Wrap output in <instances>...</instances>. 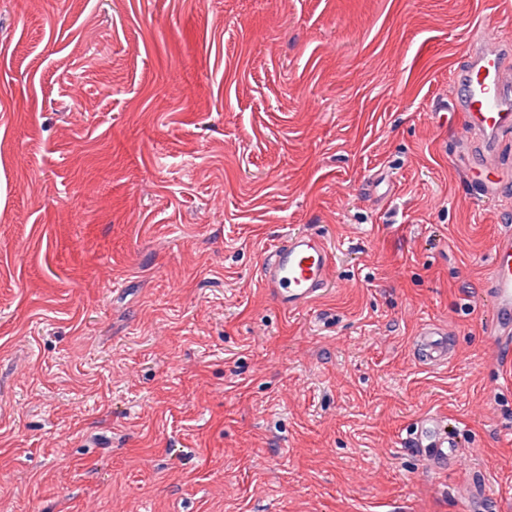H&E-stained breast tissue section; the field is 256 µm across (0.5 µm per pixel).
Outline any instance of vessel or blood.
<instances>
[{
	"mask_svg": "<svg viewBox=\"0 0 512 512\" xmlns=\"http://www.w3.org/2000/svg\"><path fill=\"white\" fill-rule=\"evenodd\" d=\"M452 108L446 119L470 135L468 149L476 159L471 168L484 195L496 196L511 170L501 154L512 138V41L474 32L465 64L451 80ZM334 256L320 235L291 232L260 261V280L275 303L288 312L308 307L326 292L333 275ZM486 298L491 315L489 334L503 350L512 349V225H502L491 248ZM418 362L427 368L447 364L448 331L428 321L414 339ZM429 466L444 463L460 443L455 427L436 418L420 419L410 436Z\"/></svg>",
	"mask_w": 512,
	"mask_h": 512,
	"instance_id": "b4317fda",
	"label": "vessel or blood"
}]
</instances>
